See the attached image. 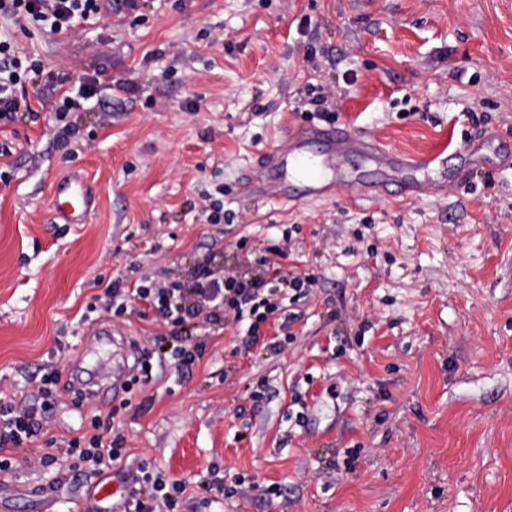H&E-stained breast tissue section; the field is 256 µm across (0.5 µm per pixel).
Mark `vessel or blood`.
I'll return each instance as SVG.
<instances>
[{
  "label": "vessel or blood",
  "instance_id": "1",
  "mask_svg": "<svg viewBox=\"0 0 512 512\" xmlns=\"http://www.w3.org/2000/svg\"><path fill=\"white\" fill-rule=\"evenodd\" d=\"M490 141V136L484 135L453 145L452 153L463 156L464 162L449 171L448 179L459 185L468 183L474 165L512 167V149L499 152L495 160H488L485 148ZM443 160L439 153L418 159L395 152L347 126L302 125L287 131L282 139L259 153L244 170L239 189L279 205L325 201L334 191L333 184L325 177L326 169L357 162L372 164L384 175L380 181H358L355 192L360 198L383 197L394 185L398 197L419 199L442 192L443 181L428 178L425 172ZM52 206L54 218L60 223H85L94 207V195L81 172L72 170L55 179Z\"/></svg>",
  "mask_w": 512,
  "mask_h": 512
}]
</instances>
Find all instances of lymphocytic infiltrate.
<instances>
[{
    "label": "lymphocytic infiltrate",
    "instance_id": "f902f5d3",
    "mask_svg": "<svg viewBox=\"0 0 512 512\" xmlns=\"http://www.w3.org/2000/svg\"><path fill=\"white\" fill-rule=\"evenodd\" d=\"M101 17V0H0V18L12 21L25 34L36 30L65 38L77 26ZM44 77L39 61L22 60L12 39H0V120L31 111V101L17 95L16 88L26 82L40 83ZM303 286L301 278L289 275L245 280L223 267L205 265L195 268L184 282L139 285L122 293L110 288L106 294L116 301L114 315H123L136 303L146 306L157 312L174 336L181 334L189 319L221 314L245 325L248 339L255 343L260 339L261 324ZM60 381V371L51 370L41 376L37 389L22 404H1L0 441L25 448L41 437L58 405L54 393ZM125 452L123 433L110 427L85 442L71 439L67 447L41 455L40 461L48 465L62 458L99 472L112 467ZM137 482L122 512H182L181 483L163 481L146 464L141 466Z\"/></svg>",
    "mask_w": 512,
    "mask_h": 512
}]
</instances>
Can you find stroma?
I'll list each match as a JSON object with an SVG mask.
<instances>
[{
	"instance_id": "stroma-1",
	"label": "stroma",
	"mask_w": 512,
	"mask_h": 512,
	"mask_svg": "<svg viewBox=\"0 0 512 512\" xmlns=\"http://www.w3.org/2000/svg\"><path fill=\"white\" fill-rule=\"evenodd\" d=\"M16 41L100 84L67 114L68 143L51 88L26 86L42 107L0 120V401L78 372L94 398L57 391L50 435L89 437L96 417L127 452L95 476L41 465L37 442L0 446V512H86L143 461L185 483L184 512H512V170L401 203L356 200L353 167L329 200L291 209L233 190L300 123L410 156L512 136V0H138L70 38ZM73 167L97 205L56 224L51 183ZM269 243L282 274L314 283L257 344L193 319L187 344L207 346L188 371L157 365L112 391L111 353L85 355L100 319L125 352L174 340L154 318L107 317L108 284L182 282L206 263L251 278Z\"/></svg>"
}]
</instances>
